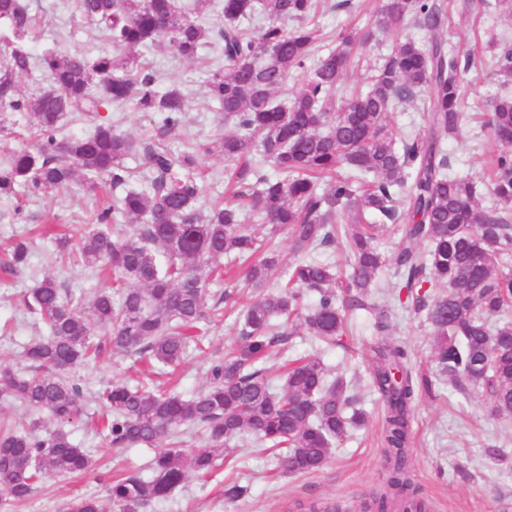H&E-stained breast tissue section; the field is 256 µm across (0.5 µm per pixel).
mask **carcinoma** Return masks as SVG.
<instances>
[{
  "mask_svg": "<svg viewBox=\"0 0 512 512\" xmlns=\"http://www.w3.org/2000/svg\"><path fill=\"white\" fill-rule=\"evenodd\" d=\"M319 0H216L223 22L210 25L201 13L211 0H74L82 18L94 24L113 51L96 56L48 52L39 68L49 86L28 97L17 78L33 69L25 38L34 26L26 0H0V130L9 114L33 118L31 148L6 149L0 163V198L22 187L31 193L65 190L78 178L97 187L129 183L125 160L140 156L150 189H128L98 209L79 246L66 234L53 238L55 257L77 262L92 273L111 272L119 299L102 289L88 302L72 301L51 276L24 297L28 313L46 328L25 346L31 372L0 363V399L36 414L57 428L37 433L0 430V508L30 499L45 481L91 471L95 459L77 446L64 426L84 412L82 386L66 376L104 352L162 368L180 364L200 348L201 326L224 318V297L209 295L208 282L221 276L217 260L240 262L255 288L269 284L281 265L267 245L253 258L257 228L242 222L253 211L269 236L287 231L303 255L287 283L264 295L244 315L241 348L212 361L209 383L190 398L114 383L99 391L107 407L103 432L112 448L153 446L185 430H201L204 449L162 448L150 462L151 477L129 476L108 488L110 507L94 498L72 500L61 512H145L168 498L190 474L212 473L217 452L248 432L271 448H284L285 473H312L349 428L365 424L354 407L348 382L331 379L322 362L294 363L279 388L256 367L269 349L288 338V321L324 343L342 344L346 317L363 311L381 332L390 316L373 301L376 275L386 265L375 239L386 223L400 224L407 242L425 241L420 251L404 246L393 259L398 281L414 310L425 312L438 337L441 372L456 386L485 391L492 410L512 414V43L493 40L490 61L504 91L485 103L484 128L493 144L487 177L477 181L450 172L445 139L464 121V73L475 65L449 43L448 15L440 0H381L373 23L338 34L335 46L312 60ZM466 11L494 6L512 16V0H462ZM424 32L406 36L377 64L364 91L338 97L340 81L354 65L358 48L405 25ZM162 45L174 56L195 61L204 49L224 58L212 70L207 96L223 112L220 146L229 184L238 203L203 204L199 158L209 148L197 143L173 151L164 136L180 129L186 94L178 85L161 90L148 64L132 50ZM302 73L303 88L281 95L288 76ZM418 102L425 126L396 140L389 114ZM130 102L156 112L162 131L136 142L98 119L107 104ZM90 125L84 136L65 134L69 115ZM279 175L255 176L254 156ZM488 196L492 205L482 206ZM139 222L135 233L114 238L106 225ZM343 227L347 269L305 257L336 242ZM30 247L13 244L11 271L28 266ZM441 285L445 294L413 293ZM315 300L306 303L305 294ZM372 384L384 400L381 447L387 465L385 491L367 508L425 512L419 487L406 464L410 412L432 396L435 382L414 369L407 347L382 341L373 347Z\"/></svg>",
  "mask_w": 512,
  "mask_h": 512,
  "instance_id": "carcinoma-1",
  "label": "carcinoma"
}]
</instances>
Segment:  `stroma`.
Here are the masks:
<instances>
[{"mask_svg": "<svg viewBox=\"0 0 512 512\" xmlns=\"http://www.w3.org/2000/svg\"><path fill=\"white\" fill-rule=\"evenodd\" d=\"M448 11L449 37L461 51L483 56L489 37L511 38L512 18L499 13L476 16L461 14L459 0H444ZM31 14L39 21L28 37L33 58L45 52H83L90 55L105 51L107 45L94 36V28L83 21L72 0H27ZM379 0H351L348 8L324 10L318 16L319 53L333 46L336 36L353 26L369 24ZM155 71L160 87L181 86L187 94L184 124L169 134L165 143L182 149L194 140L209 148L200 168L206 176V200L224 199V157L217 138L224 130L215 105L209 104L206 85L209 66L201 61H184L167 49L158 48L145 56ZM464 111L466 119L460 133L448 139L446 151L456 171L478 178L490 148L488 134L482 129L484 99L498 87L493 68L479 66L465 76ZM104 120L117 122L120 130L135 140L156 133L159 114L137 112L131 107L112 106L102 110ZM106 193L79 181L65 190L29 194L17 189L15 198L0 200V261L10 245L20 238L31 241V261L26 269L0 277V362L19 371L28 363L23 346L43 328L25 310L23 298L44 276H54L76 299L89 298L99 289L111 287L108 277L51 258V234H66L79 239L90 222L97 201ZM391 267L378 275L380 286L375 302L391 313V339L401 341L410 351L417 370L434 376V396L418 401L411 411L412 444L408 466L415 476L420 494L429 512H512V415L493 416L481 390L460 391L441 374L434 348V330L424 313L401 309L387 283ZM212 295H228L224 319L213 328L204 351L188 358L171 383L182 395L190 396L207 382L211 359L225 350L238 347L239 317L259 299L257 290L235 277L211 282ZM353 333L343 345H327L296 329L284 346L283 355H272L265 363L270 377H278L284 358L317 355L334 374L352 383L351 392L368 416L364 426L351 428L343 441L332 448L330 459L311 474L279 473L277 460L250 434L243 433L229 442L224 461L211 478L189 476L173 495L152 503L149 512H289L294 502L338 501L349 512H362V505L380 491L386 469L379 442L382 400L371 389L369 368L371 348L378 340L372 323L363 314L352 319ZM72 378L82 384L85 396L115 382H130L136 368L130 358L113 355L75 369ZM87 416L69 425L71 439L90 451L97 461L94 473L54 480L39 489L17 512H59L76 497L107 498L110 479L122 474L149 475L154 455L147 447L113 451L104 448L99 431L101 408L89 404ZM248 486V495L236 502L226 501L224 487L231 483Z\"/></svg>", "mask_w": 512, "mask_h": 512, "instance_id": "stroma-1", "label": "stroma"}]
</instances>
